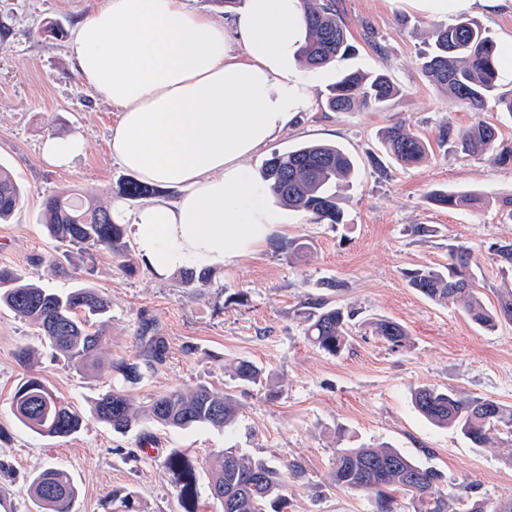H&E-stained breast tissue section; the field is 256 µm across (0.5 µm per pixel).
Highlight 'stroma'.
<instances>
[{
    "label": "stroma",
    "mask_w": 512,
    "mask_h": 512,
    "mask_svg": "<svg viewBox=\"0 0 512 512\" xmlns=\"http://www.w3.org/2000/svg\"><path fill=\"white\" fill-rule=\"evenodd\" d=\"M105 0H0V165L25 193L9 223L0 224V267L56 291L88 283L111 302L104 329L113 360L138 359L144 319H154L166 341L162 363L144 367L135 384L111 370L86 377L56 359L36 328L0 309V499L14 512H37L26 487L44 468L67 469L79 493L72 512H106L112 496H131L138 512H182L166 456L183 451L197 473L200 512H220L210 497L209 470L218 451L238 449L283 471L288 512H372L371 498L336 486L337 449L385 445L444 476L459 498L497 500L512 495V441L473 448L452 429H441L413 407L422 385L483 397L512 406V324L488 330L460 307L440 305L408 285L407 272L448 262V246L463 243L473 256L486 304L512 287V270L501 267L494 243L512 240V221L497 199L512 193V165L497 166L449 148L430 160L404 167L385 160L376 169L378 134L401 123L426 138L448 123L464 128L482 120L495 125L500 141L512 145V114L501 105L512 97V74L500 71L493 99L473 112L431 85L419 66L434 15L403 0H336V9L357 48L348 62L306 70L312 94L308 111L243 165L252 174L272 152L302 142L341 146L357 163L355 180L339 191L344 223H316L265 194L278 222L267 243L214 271L207 288H187L178 275L163 277L137 253L127 258L91 251L77 260L56 250L39 216L45 199L64 188L89 195L102 206L123 200L128 210L141 200L122 198L119 186L131 174L109 149L117 109L85 86L67 52L71 30ZM386 73L400 92L380 112H332L327 88L344 66ZM81 132L83 156L67 170L46 165L40 145L49 135ZM437 189L478 190L489 201L479 209L448 208L430 201ZM425 233H415V226ZM309 252L294 254L292 241ZM340 280L341 291L323 283ZM243 302H234L235 293ZM329 297L332 304L358 309L362 326L341 356L310 345L303 303ZM390 319L409 339L401 348L372 336L367 322ZM38 352L36 371L84 417L79 433L42 437L12 417L9 399L22 368L20 348ZM246 358L263 367L280 387L277 398L253 387L237 392L234 424L224 429L198 425L187 430L149 422L121 435L91 415L102 391L127 388L137 403L200 384L224 391V365Z\"/></svg>",
    "instance_id": "35a3bbf8"
}]
</instances>
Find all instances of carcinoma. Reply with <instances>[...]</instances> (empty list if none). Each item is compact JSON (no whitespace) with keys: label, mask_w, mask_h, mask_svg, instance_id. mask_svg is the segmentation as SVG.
I'll return each instance as SVG.
<instances>
[{"label":"carcinoma","mask_w":512,"mask_h":512,"mask_svg":"<svg viewBox=\"0 0 512 512\" xmlns=\"http://www.w3.org/2000/svg\"><path fill=\"white\" fill-rule=\"evenodd\" d=\"M303 2L307 34L298 52L303 65L318 69L353 55L355 47L334 0ZM497 64L495 41L466 17L434 26L429 49L420 56V68L435 87L476 111L493 96ZM399 93L383 73L348 70L331 87L326 104L333 112L381 110ZM379 139L383 155L405 167L427 161L433 152L429 140L400 124L383 129ZM435 142L467 157L512 164V147L502 145L497 127L483 121L463 129L441 125ZM354 172L352 158L339 146L312 142L272 153L263 164L261 179L281 205L309 214L319 223L341 224L343 210L337 188L348 183ZM121 190L130 199L156 193V188L135 180L123 183ZM21 198L20 185L0 166V223L8 221ZM430 199L448 207L479 208L485 202L484 194L476 190L440 189L433 191ZM40 221L47 235L71 254L107 250L119 258L127 256L124 225L114 221L110 209L91 200L85 202L61 191L46 199ZM180 276L187 288H205L212 279L208 269L193 266L180 271ZM408 282L433 302L462 307L481 327L492 329L500 322L512 323V288L501 289L496 304L486 306L476 264L463 244H448V264L416 269L408 273ZM0 307L35 326L55 354L79 372L96 374L114 366L104 351L101 333L111 319L110 300L97 288L84 285L58 292L0 268ZM305 307L306 339L329 355H339L350 344L355 311L331 306L322 297L309 299ZM94 325L98 330L92 332ZM370 329L394 347L404 346L408 339L403 326L390 319L372 321ZM149 331L146 322L140 336L145 362L160 363L166 354L164 338ZM114 367L128 383L141 378L137 364L122 362ZM224 372L239 386H262L269 397L278 396L275 385L264 382V370L248 359L230 361ZM485 402V398L463 397L450 389L425 386L413 392L414 408L426 420L459 431L477 448L491 447L503 435L512 438V407L494 400L493 412L488 415L480 410ZM10 408L21 425L45 437H69L79 432L84 422L33 373L17 384ZM238 411L233 394L205 385L188 393L171 391L156 396L144 406L135 404L128 392L112 389L100 394L92 407L94 417L119 434L128 433L144 420L181 430L201 424L224 429L235 422ZM165 466L173 475L183 512H198L196 468L190 459L174 450L165 459ZM332 477L340 487L373 495L375 512H395L398 493L409 497L412 512H451L450 494L441 487V473L394 448H338ZM208 487L224 512H286L288 508L280 471L235 448L217 455ZM27 492L42 512H71L78 488L67 470L52 466L32 477ZM461 505L462 512H512V495L495 501L468 498Z\"/></svg>","instance_id":"cac0c4a2"}]
</instances>
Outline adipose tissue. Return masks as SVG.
<instances>
[{"instance_id": "ef3b65f1", "label": "adipose tissue", "mask_w": 512, "mask_h": 512, "mask_svg": "<svg viewBox=\"0 0 512 512\" xmlns=\"http://www.w3.org/2000/svg\"><path fill=\"white\" fill-rule=\"evenodd\" d=\"M305 33L303 0H244L226 26L185 0H107L71 32L83 83L119 111L113 157L176 194L112 205L158 275L221 268L267 242L276 217L243 161L311 104L295 67Z\"/></svg>"}]
</instances>
